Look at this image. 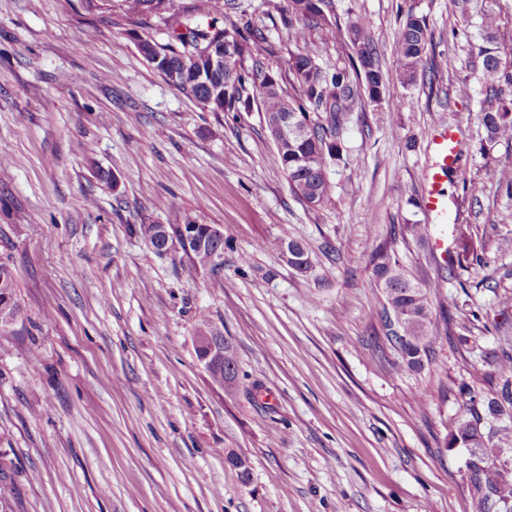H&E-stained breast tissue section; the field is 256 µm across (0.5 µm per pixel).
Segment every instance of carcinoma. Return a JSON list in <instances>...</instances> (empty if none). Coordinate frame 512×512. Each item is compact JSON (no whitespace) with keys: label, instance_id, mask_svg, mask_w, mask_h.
<instances>
[{"label":"carcinoma","instance_id":"cac0c4a2","mask_svg":"<svg viewBox=\"0 0 512 512\" xmlns=\"http://www.w3.org/2000/svg\"><path fill=\"white\" fill-rule=\"evenodd\" d=\"M279 14L287 30L289 74L299 85L296 95L282 85V80L263 69L258 62L246 61L263 50L273 51L262 30L248 17L243 0H227L234 17L227 26L211 31L198 19L209 14L211 0H117L114 8L122 15L148 18L171 13L185 19L172 29L166 44L149 43L141 51L144 58L165 76L169 83L214 112H248L258 106L265 112L267 127L275 143L282 168L292 193L311 207L327 203L331 183L327 179L330 163L340 157L337 138L343 114L366 99L377 102L382 95L385 76L376 51L360 17L341 24L331 0H267ZM319 29L325 40L349 43L350 52L343 64L323 68L301 51L310 32ZM431 34L422 19L408 11L396 41L394 77L404 83L415 81L418 68L428 53ZM224 56V66L212 69L198 62L205 51ZM482 57V87L488 107L483 125L490 141L512 140V99H503L512 87V62L503 58L498 48H479ZM297 115L305 134L284 135L281 125ZM188 270L215 269L224 258V241L208 243L188 255ZM374 272L382 288L385 304L380 318L386 346L398 361L410 370H419L431 356L437 339V324L432 317L427 289L414 283L402 269L389 243L379 246L373 257ZM21 311L15 298L10 266L0 260V312ZM486 364L498 369L503 377L512 374V354H493ZM237 373V363L229 346H224L221 367L210 371L222 383ZM512 412V384L504 381L501 392L491 389L470 398L469 417L455 423V438L472 448L486 447L481 423L487 416ZM471 482L479 491L478 512H489L498 502L512 500V483L491 475L485 455L476 453L468 462Z\"/></svg>","mask_w":512,"mask_h":512}]
</instances>
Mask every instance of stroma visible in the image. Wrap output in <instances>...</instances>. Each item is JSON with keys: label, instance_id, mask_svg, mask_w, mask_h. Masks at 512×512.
<instances>
[{"label": "stroma", "instance_id": "stroma-1", "mask_svg": "<svg viewBox=\"0 0 512 512\" xmlns=\"http://www.w3.org/2000/svg\"><path fill=\"white\" fill-rule=\"evenodd\" d=\"M333 4L365 18L382 71L407 12L432 49L413 84L346 115L332 200L311 208L263 112L201 108L141 55L164 19L0 0V256L23 308L0 336V512H475L473 450L452 430L482 375L501 386L483 359L512 336V141L486 138L478 47L491 8L512 48V0ZM252 5L277 47L262 62L287 75V32ZM444 128L461 158L440 224L422 200ZM189 216L223 226L220 272L189 274L141 233ZM392 237L433 316L454 318L418 371L382 350L371 258ZM204 320L235 355L230 382L197 357ZM483 426L512 480V419Z\"/></svg>", "mask_w": 512, "mask_h": 512}]
</instances>
